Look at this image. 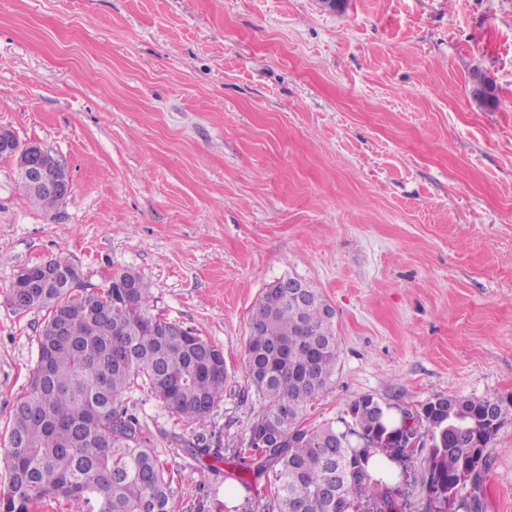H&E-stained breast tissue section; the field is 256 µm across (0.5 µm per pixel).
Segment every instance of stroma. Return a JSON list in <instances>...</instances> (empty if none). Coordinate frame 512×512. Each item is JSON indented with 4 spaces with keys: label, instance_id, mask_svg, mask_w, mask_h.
Returning <instances> with one entry per match:
<instances>
[{
    "label": "stroma",
    "instance_id": "obj_1",
    "mask_svg": "<svg viewBox=\"0 0 512 512\" xmlns=\"http://www.w3.org/2000/svg\"><path fill=\"white\" fill-rule=\"evenodd\" d=\"M498 104L469 95L472 67ZM0 125L67 167L53 212L0 158V492L10 414L45 314L15 312L20 270L54 258L86 284L139 274L150 310L224 350L211 472L152 395L134 408L176 512H260L249 471V318L293 277L335 311L331 388L306 421L358 397L420 413L435 398L512 396V0H0ZM483 512H512V418L488 450ZM407 461L396 512H437Z\"/></svg>",
    "mask_w": 512,
    "mask_h": 512
}]
</instances>
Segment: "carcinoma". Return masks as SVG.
Here are the masks:
<instances>
[{
  "mask_svg": "<svg viewBox=\"0 0 512 512\" xmlns=\"http://www.w3.org/2000/svg\"><path fill=\"white\" fill-rule=\"evenodd\" d=\"M26 293L23 311L45 310L38 357L30 386L15 404L6 458L9 482L3 497L9 512H34L39 504L64 502L67 512H175L158 456L144 436L136 411L122 397L145 390L184 427L195 432L186 453L195 461L223 460L212 447L208 423L224 399V367L207 368L209 356L224 351L185 328L157 332L161 316L151 313L150 285L123 272L94 292L83 281L13 282L9 295ZM305 304L272 282L264 288L249 321L248 389L263 410L248 429L246 449L254 478L269 492L262 512H391L395 503L379 482H369L364 465L369 448L390 460L421 451L420 439L389 408L361 396L351 403L364 441L341 444L343 431L304 424L308 407L333 383L338 357L331 305L317 291ZM70 331H58L62 317ZM444 422L430 424L428 402L417 415L428 423L431 447L421 479L443 508L456 512L461 490L467 512H482L479 490L488 465L487 448L512 416V397L473 399L450 395Z\"/></svg>",
  "mask_w": 512,
  "mask_h": 512,
  "instance_id": "1",
  "label": "carcinoma"
}]
</instances>
